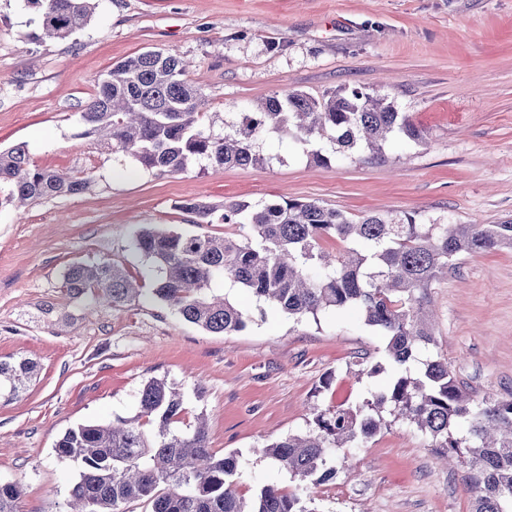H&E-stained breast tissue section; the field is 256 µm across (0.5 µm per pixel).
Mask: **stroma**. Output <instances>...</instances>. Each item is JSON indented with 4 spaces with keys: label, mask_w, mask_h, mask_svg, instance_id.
<instances>
[{
    "label": "stroma",
    "mask_w": 512,
    "mask_h": 512,
    "mask_svg": "<svg viewBox=\"0 0 512 512\" xmlns=\"http://www.w3.org/2000/svg\"><path fill=\"white\" fill-rule=\"evenodd\" d=\"M34 16L24 0H0V149L25 146L40 168L93 184L20 210L0 187V358L40 366L0 401V482L23 486L22 512H65L73 467L56 458V440L133 416L143 383L164 377L186 394L185 423L205 415L212 450L238 454L245 498L268 484L294 490L263 446L307 431L315 409L385 389L394 373L384 337L359 313L297 323L227 281L226 296L252 320L216 334L151 300L115 308L68 297L61 274L105 259L151 287L134 246L143 227L233 232L193 223L180 208L187 199L314 200L354 218L389 211L451 224L512 218V0H96L88 26L63 41L35 38ZM147 49L192 62L214 133L291 90L362 87L409 113L427 144L316 165L270 136L268 164L144 169L85 134L78 117L101 75ZM429 294L436 350L455 378L480 398L512 395V253L462 256ZM302 498L314 512H469L461 472L399 422L350 449L348 470Z\"/></svg>",
    "instance_id": "obj_1"
}]
</instances>
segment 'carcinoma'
I'll use <instances>...</instances> for the list:
<instances>
[{
	"label": "carcinoma",
	"instance_id": "carcinoma-1",
	"mask_svg": "<svg viewBox=\"0 0 512 512\" xmlns=\"http://www.w3.org/2000/svg\"><path fill=\"white\" fill-rule=\"evenodd\" d=\"M37 13V37L66 40L91 20L95 0H26ZM190 65L160 50H146L114 65L80 113L85 134L112 144L148 170L171 174L195 160L215 170L262 165L270 158L262 142L287 137L310 161L340 155L358 160L384 157L394 140L425 144L424 133L385 95L361 88L320 98L290 91L257 105L239 121L224 122V134L202 125V95L188 79ZM20 207L76 195L92 185L41 169L28 150H0V184ZM181 209L197 224H232L237 236L192 235L146 228L136 248L153 265L151 298L175 309L187 322L211 333L244 330L250 316L214 294L229 276L282 313L302 321L328 309L356 308L364 324L388 339L386 356L397 370L384 392L366 391L361 402L318 413L314 427L262 448L297 482L287 491L265 485L246 501L239 493L237 455L210 448L204 421L179 429L185 395L165 378L147 380L137 413L112 422L79 424L56 441L57 458L78 469L71 486L72 512H124L144 502L150 512H310L300 491L323 484L346 468L344 448H354L393 421L414 425L430 438L448 465L464 470L470 512H512V396L478 400L452 377L436 345L428 288L465 254L512 251V218L498 224L418 222L409 214H369L357 220L316 201L254 203L226 201L220 208L188 200ZM344 244L333 253L320 241ZM62 288L75 296L121 307L143 294L123 268L107 260L76 262ZM25 357L0 360V399L12 400L36 377ZM393 417L388 421L383 413ZM23 489L0 483V512H20Z\"/></svg>",
	"mask_w": 512,
	"mask_h": 512
}]
</instances>
